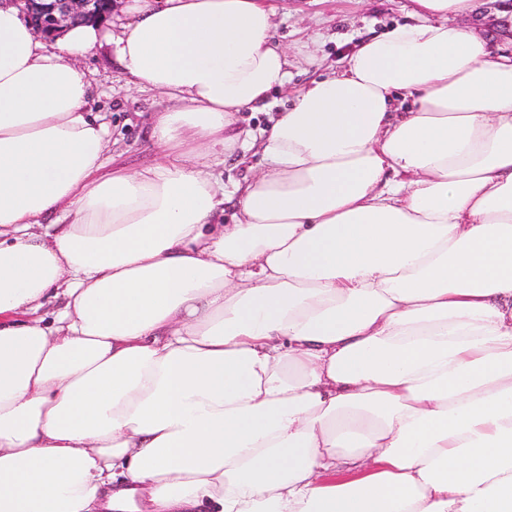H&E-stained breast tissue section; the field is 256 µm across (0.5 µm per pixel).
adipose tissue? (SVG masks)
<instances>
[{"label":"adipose tissue","instance_id":"adipose-tissue-1","mask_svg":"<svg viewBox=\"0 0 512 512\" xmlns=\"http://www.w3.org/2000/svg\"><path fill=\"white\" fill-rule=\"evenodd\" d=\"M410 3L292 91L269 0L50 45L0 0V512H512V12ZM103 46L169 100L136 170ZM276 87L265 170L219 187ZM91 83L92 107L109 125L112 155L119 164L142 168L154 158L150 139L153 112L168 105L163 93L129 87L104 47L80 61ZM288 105L287 97L282 91L272 90L264 108L254 112L247 110L239 113V127L242 135L250 133L258 139L262 129L270 124V118L275 116L276 112L287 109Z\"/></svg>","mask_w":512,"mask_h":512}]
</instances>
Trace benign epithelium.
<instances>
[{
    "mask_svg": "<svg viewBox=\"0 0 512 512\" xmlns=\"http://www.w3.org/2000/svg\"><path fill=\"white\" fill-rule=\"evenodd\" d=\"M33 26L46 37H56L68 27L112 11L117 0H15Z\"/></svg>",
    "mask_w": 512,
    "mask_h": 512,
    "instance_id": "obj_1",
    "label": "benign epithelium"
}]
</instances>
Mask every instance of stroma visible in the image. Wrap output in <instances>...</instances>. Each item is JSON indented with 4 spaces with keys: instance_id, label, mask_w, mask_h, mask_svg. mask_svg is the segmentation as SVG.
Listing matches in <instances>:
<instances>
[{
    "instance_id": "obj_1",
    "label": "stroma",
    "mask_w": 512,
    "mask_h": 512,
    "mask_svg": "<svg viewBox=\"0 0 512 512\" xmlns=\"http://www.w3.org/2000/svg\"><path fill=\"white\" fill-rule=\"evenodd\" d=\"M277 38L293 65L291 87L335 70L340 59L366 38L407 22V0H273ZM91 83L92 107L110 128L119 164L142 168L154 158L150 122L166 105L163 93L126 84L108 49L81 61Z\"/></svg>"
}]
</instances>
